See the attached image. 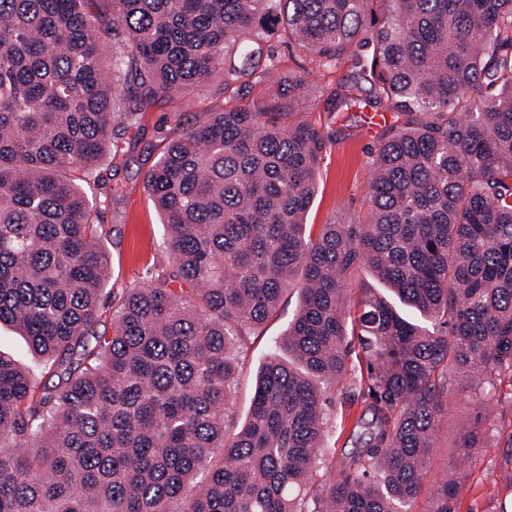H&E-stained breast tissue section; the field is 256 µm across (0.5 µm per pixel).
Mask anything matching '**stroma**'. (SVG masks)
<instances>
[{"label":"stroma","mask_w":512,"mask_h":512,"mask_svg":"<svg viewBox=\"0 0 512 512\" xmlns=\"http://www.w3.org/2000/svg\"><path fill=\"white\" fill-rule=\"evenodd\" d=\"M272 47L279 73L297 75L307 85L306 94L292 104L294 120L315 124L333 135L307 215L308 231L315 235L322 225L336 220L346 222L363 213L368 158L379 135L366 128V108L342 113L333 109L334 91L347 81L350 64L318 66L302 48L284 38L275 39ZM223 105L220 84L214 81L191 93L151 103L140 112L134 125L123 129L118 152L107 167L111 193L101 214L110 259L108 286L114 293L149 283L168 260L162 216L144 189V176L158 160L163 141ZM299 300L298 290L288 291L264 329L240 346V371L226 407L229 429H236L247 420L258 370L276 353ZM329 410L337 427L329 453L341 463L355 448L359 435L355 428L363 410L359 372L348 374L335 385ZM463 419L477 421L483 441L467 464L468 480L458 497L457 512H494L499 504L512 501V383L502 382L500 390L479 398L466 392L450 393L448 424L436 439L429 461V480L440 478L458 462L454 441Z\"/></svg>","instance_id":"obj_1"}]
</instances>
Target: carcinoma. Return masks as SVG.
I'll list each match as a JSON object with an SVG mask.
<instances>
[{"label": "carcinoma", "mask_w": 512, "mask_h": 512, "mask_svg": "<svg viewBox=\"0 0 512 512\" xmlns=\"http://www.w3.org/2000/svg\"><path fill=\"white\" fill-rule=\"evenodd\" d=\"M277 34L351 62L336 111L405 116L371 150L364 216L315 237L330 140L285 122L303 80L243 102ZM219 74L224 108L145 175L170 265L101 333L116 128ZM361 266L376 284L352 306ZM291 287L289 360L230 435L234 351ZM0 322L47 368L0 357V512H413L451 389L512 377V0H0ZM352 355L371 421L338 469L327 403ZM464 483L435 482L430 512Z\"/></svg>", "instance_id": "cac0c4a2"}]
</instances>
